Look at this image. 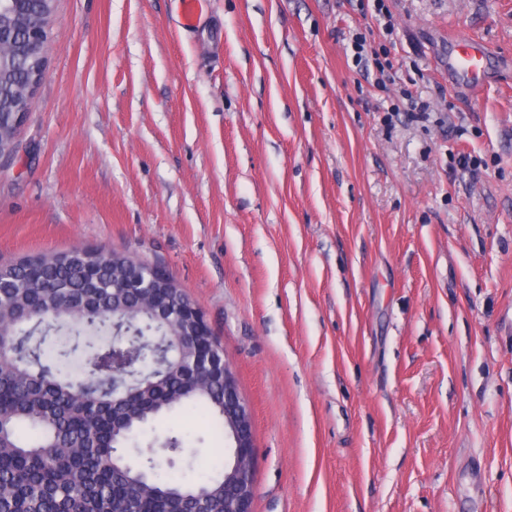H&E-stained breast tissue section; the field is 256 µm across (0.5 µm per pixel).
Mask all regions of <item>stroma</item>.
<instances>
[{"instance_id":"35a3bbf8","label":"stroma","mask_w":512,"mask_h":512,"mask_svg":"<svg viewBox=\"0 0 512 512\" xmlns=\"http://www.w3.org/2000/svg\"><path fill=\"white\" fill-rule=\"evenodd\" d=\"M56 0L0 264L166 268L253 418V512H512V0ZM390 45L379 88L354 34ZM496 68L448 76L450 35ZM429 119L392 112L401 89ZM188 479L223 447L202 418Z\"/></svg>"}]
</instances>
